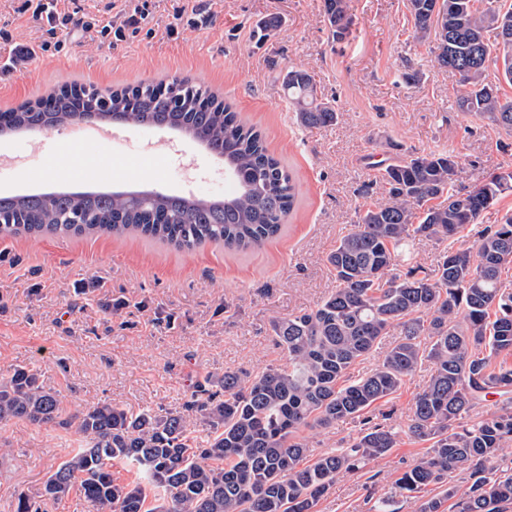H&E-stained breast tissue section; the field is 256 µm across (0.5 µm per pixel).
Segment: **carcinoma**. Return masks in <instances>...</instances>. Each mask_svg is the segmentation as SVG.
<instances>
[{"mask_svg": "<svg viewBox=\"0 0 512 512\" xmlns=\"http://www.w3.org/2000/svg\"><path fill=\"white\" fill-rule=\"evenodd\" d=\"M415 37H434V61L460 76L462 112L512 133V4L500 0H407ZM334 40L354 25L350 0H323ZM496 31L502 67L489 72ZM301 125L337 122L338 113L318 99L313 78L292 67L283 78ZM140 83L104 92L57 91L26 101L0 120L10 129L40 130L56 118L79 114L101 121L180 130L223 158L236 177L222 199L158 193L151 199L83 192L0 196V235L141 238L192 251L206 244L245 252L277 237L294 209L290 169L270 153L262 134L208 88L173 80L167 93ZM452 150L411 153L381 174L386 202L359 215L327 261L336 288L311 312L272 322L286 362L258 373L226 371L197 383L182 412L133 414L102 402L63 415L57 393L36 373L16 368L0 380V423L69 426L79 447L49 475L43 498H17L14 512H49L72 487L105 512H314L336 477L359 472L400 444L391 426L365 428L347 447L309 458L305 430L358 417L397 393L422 361L431 374L415 396L408 433L427 442L418 460L396 479L397 493L418 501L437 485L442 496L420 502L418 512H512V283L502 279L512 264V214L482 233L472 248H456L455 236L479 223L502 194L512 190V169L460 194L454 189ZM439 200L431 205L429 201ZM416 236L448 242L432 269L407 262L395 272L393 248ZM396 332L378 364L349 382L347 375ZM498 409L472 424L466 419L488 398ZM205 427V439L193 427ZM136 473L131 483L112 478V463ZM466 473L463 495L448 482Z\"/></svg>", "mask_w": 512, "mask_h": 512, "instance_id": "carcinoma-1", "label": "carcinoma"}]
</instances>
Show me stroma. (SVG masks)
Masks as SVG:
<instances>
[{
  "mask_svg": "<svg viewBox=\"0 0 512 512\" xmlns=\"http://www.w3.org/2000/svg\"><path fill=\"white\" fill-rule=\"evenodd\" d=\"M190 3L179 16L178 0H54L58 16L122 30L74 38L34 18L25 0H0V112L70 83L106 90L184 78L257 126L269 151L292 168L299 192L284 232L245 256L106 234L0 239V378L19 366L38 370L70 414L98 402L179 412L204 375L284 363L270 323L316 309L335 288L326 257L364 209L385 202L380 163L453 150L464 192L512 166V136L459 111V77L436 66L434 39H416L406 0H351L354 33L340 43L323 0ZM142 4L148 19L125 24ZM272 16L280 26L258 39V24ZM17 46L32 56L9 62ZM294 66L335 106L337 124L298 122L283 85ZM412 71L419 79L406 83ZM115 132L77 144L65 129L52 130L37 177L0 167V196L143 189L223 196L224 185L185 182L184 171L218 165L195 142L164 128L125 124ZM92 170L104 178H89ZM429 376L422 366L369 410L373 421L399 430L398 448L338 477L317 512H372L377 495L394 494L396 478L422 452L407 421ZM78 445L71 429L0 424V512H12L18 495L39 498Z\"/></svg>",
  "mask_w": 512,
  "mask_h": 512,
  "instance_id": "1",
  "label": "stroma"
}]
</instances>
